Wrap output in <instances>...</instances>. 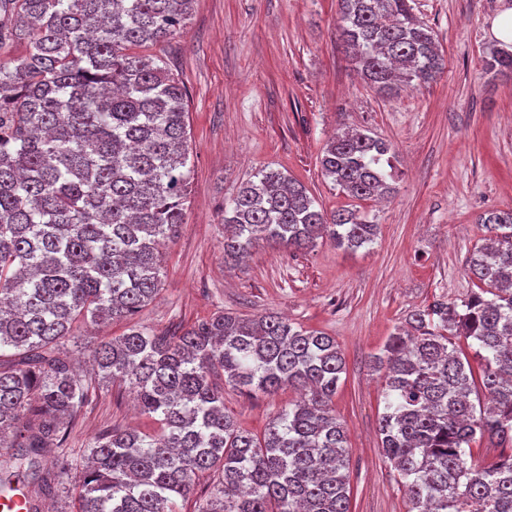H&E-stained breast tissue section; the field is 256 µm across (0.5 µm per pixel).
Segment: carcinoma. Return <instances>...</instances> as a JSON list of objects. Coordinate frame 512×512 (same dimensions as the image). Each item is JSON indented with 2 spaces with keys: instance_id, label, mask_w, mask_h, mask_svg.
I'll return each instance as SVG.
<instances>
[{
  "instance_id": "cac0c4a2",
  "label": "carcinoma",
  "mask_w": 512,
  "mask_h": 512,
  "mask_svg": "<svg viewBox=\"0 0 512 512\" xmlns=\"http://www.w3.org/2000/svg\"><path fill=\"white\" fill-rule=\"evenodd\" d=\"M194 0H0V494L41 512L67 470L82 469L79 512H180L200 473L217 479L197 512H350L349 452L334 399L345 358L335 338L275 314L221 313L160 334L135 321L160 293V242L185 223L190 185L187 93L150 48L175 36ZM337 32L361 79L380 93L424 86L445 70L433 30L410 0H338ZM485 70L512 72V50ZM392 144L337 133L320 158L342 193L395 191ZM478 223L493 234L468 263L467 298L412 311L374 364L383 373L385 458L410 512H512V452L473 460L477 439L512 449V210ZM378 225L328 213L273 169L224 206V265L266 244L308 250L372 243ZM127 321L92 350L94 376L73 369L74 324ZM466 342L479 359L474 374ZM247 395L301 390L262 437L224 411L211 375ZM136 393L156 438L111 429L86 448L64 427L104 382ZM483 396L470 400L476 385ZM63 466L42 465L44 449Z\"/></svg>"
}]
</instances>
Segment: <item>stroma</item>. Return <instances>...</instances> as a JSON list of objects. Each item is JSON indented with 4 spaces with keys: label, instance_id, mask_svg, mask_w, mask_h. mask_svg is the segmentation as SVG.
Returning a JSON list of instances; mask_svg holds the SVG:
<instances>
[{
    "label": "stroma",
    "instance_id": "1",
    "mask_svg": "<svg viewBox=\"0 0 512 512\" xmlns=\"http://www.w3.org/2000/svg\"><path fill=\"white\" fill-rule=\"evenodd\" d=\"M512 0H413L435 32L446 69L429 85L385 95L354 71L336 37L337 0H196L183 30L163 45L168 70L187 90L193 169L186 222L160 247L163 289L139 316L172 332L219 312L256 318L271 312L335 337L346 372L335 399L347 431L351 512H409L377 433L382 381L373 356L412 310L474 288L467 262L487 230L479 214L512 209V74L487 75L498 44L493 19ZM349 126L389 141L396 191L359 201L324 179L328 138ZM300 181L326 211L356 209L378 224L375 243L357 250L323 240L311 251L252 249L224 268L226 201L263 168ZM79 322L64 347L89 367L100 342L122 335ZM224 408L262 435L298 397L283 389L254 398L213 378ZM112 427L156 434L123 384L109 385L70 428L85 448Z\"/></svg>",
    "mask_w": 512,
    "mask_h": 512
}]
</instances>
